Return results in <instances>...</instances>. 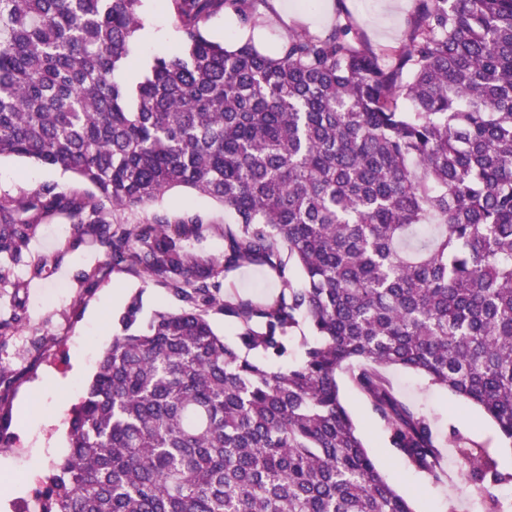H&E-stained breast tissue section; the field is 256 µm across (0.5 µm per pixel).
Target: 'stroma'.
<instances>
[{"label": "stroma", "instance_id": "1", "mask_svg": "<svg viewBox=\"0 0 512 512\" xmlns=\"http://www.w3.org/2000/svg\"><path fill=\"white\" fill-rule=\"evenodd\" d=\"M291 1L296 2L299 16H286L284 7ZM322 2L258 0L257 11L264 23L255 30L257 47L272 51L293 31L312 28L323 35L330 26L348 24L353 36L383 57L408 39L422 8L421 0H405L389 32L383 34L374 23L382 0H331L330 25L315 28L309 16L319 11ZM141 17L138 37L142 60L178 49L174 18L158 0H144ZM47 182L66 190L79 186L61 169L43 167L24 157L0 158V194L16 195ZM156 208L171 212L188 208L212 224L228 219L221 205L182 187L165 193L154 206L125 212L124 218L130 223L142 222ZM70 237V227L64 221L40 226L30 248L54 258L55 264L25 295V321L12 336L0 339V366L8 377L0 384V456L11 460L9 468L0 467V486L11 487L9 494L0 495V512H17V503L33 493L35 478L49 476L67 453L70 409L83 396L102 349L119 332L118 318L130 298L141 294L146 319L157 309L179 308L178 301L164 288L142 284L136 277L114 270L107 258L88 244L62 252ZM95 266L100 269L95 284L82 282V272ZM228 279L234 292L243 297L268 299L279 289L277 280L256 265L230 271ZM385 375L402 400L434 418L437 435L445 446L442 479L436 483L387 448L382 422L352 388L347 375L339 374L343 403L382 474L409 496L414 512H483L482 502L471 494L460 474L459 451L449 441L458 435L482 446L505 474H512V442L500 436L478 407L462 404L453 393L431 385L424 376L395 367L387 368Z\"/></svg>", "mask_w": 512, "mask_h": 512}]
</instances>
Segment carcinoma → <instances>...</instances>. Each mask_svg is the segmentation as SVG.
Instances as JSON below:
<instances>
[{"mask_svg": "<svg viewBox=\"0 0 512 512\" xmlns=\"http://www.w3.org/2000/svg\"><path fill=\"white\" fill-rule=\"evenodd\" d=\"M142 2L0 0V157L95 188L0 196L13 299L0 336L23 320L17 269L45 271L30 243L56 215L180 302L142 326L130 298L71 412L44 512H414L337 375L435 482V427L383 369L424 374L512 440V0H424L389 68L345 27L295 32L270 55L206 32L227 11L256 28L255 0H165L180 50L134 74ZM176 187L232 220L120 217ZM215 231L224 255L205 260L195 248ZM252 264L275 297L227 292L226 274ZM457 448L487 512H505L495 463Z\"/></svg>", "mask_w": 512, "mask_h": 512, "instance_id": "1", "label": "carcinoma"}]
</instances>
